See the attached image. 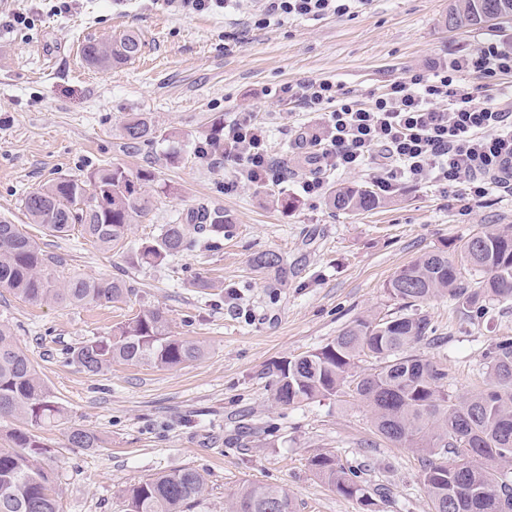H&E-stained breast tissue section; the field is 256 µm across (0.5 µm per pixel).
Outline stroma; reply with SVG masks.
I'll use <instances>...</instances> for the list:
<instances>
[{"instance_id": "1", "label": "stroma", "mask_w": 512, "mask_h": 512, "mask_svg": "<svg viewBox=\"0 0 512 512\" xmlns=\"http://www.w3.org/2000/svg\"><path fill=\"white\" fill-rule=\"evenodd\" d=\"M449 3L372 0L354 15L262 29L243 16L185 15L164 0H0V218L25 225L45 253L63 258L59 275L120 277L133 288L122 301L84 308L32 305L0 289V321L66 412V425L43 433L62 512H126L130 486L184 466L207 482L190 512H228L251 482L288 488L297 512H364L316 476L310 461L320 454L390 486L374 512H429L420 459L380 437L363 404L348 394L276 404L267 369L326 345L358 317L394 312L391 276L424 252L456 250L489 226L512 224V192L476 204L404 184L357 216L322 195L299 198L305 170L295 144L311 116L276 91L328 78L361 99L432 58L512 40V27L449 30ZM16 14L29 24L11 26ZM128 32L142 41L137 58L110 69L83 59V43ZM245 111L266 122L270 151L286 169L274 189L237 182L223 158L197 153L215 121ZM132 112L147 113L153 143L128 144L122 126ZM172 151L179 162L169 161ZM107 163L152 170L171 187L131 225L123 248L105 252L80 232L55 238L28 223L29 192ZM272 194L286 197L288 209L273 206ZM201 203L232 216L230 237L161 265L138 262L137 249L162 225ZM263 250L287 256V278L252 271ZM148 308L165 312L171 335L199 342L203 357L172 368L116 364L97 375L67 360V349L110 336ZM423 310L444 344L417 345L415 354L447 364L450 390L482 389L484 351L492 338L512 336V304L467 317L440 297ZM70 424L95 432L101 446L72 447Z\"/></svg>"}]
</instances>
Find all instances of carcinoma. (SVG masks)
Listing matches in <instances>:
<instances>
[{"label":"carcinoma","instance_id":"1","mask_svg":"<svg viewBox=\"0 0 512 512\" xmlns=\"http://www.w3.org/2000/svg\"><path fill=\"white\" fill-rule=\"evenodd\" d=\"M512 0H452L448 28L483 27ZM134 33L108 44L88 41L85 61L98 67L122 64L141 54ZM123 137L132 144L151 142L154 128L143 114L131 113ZM169 191L151 171L132 173L103 165L86 178L52 179L23 200L28 218L50 235L63 238L74 229L110 250L123 242L129 226L147 216L155 196ZM329 204L352 215L380 207L369 185H329ZM230 216L200 204L165 224L143 244L138 259L155 266L189 251L200 235L222 237ZM469 270L481 275L473 288L446 250L424 253L400 268L385 284L398 310L382 317H359L330 343L272 364L277 403L293 405L317 397L353 392L367 407L377 434L420 456L430 512H498L512 504V336H496L486 348L487 384L477 393L448 391V365L412 354L422 343L438 340L437 327L421 311L437 297L455 301L467 316L483 315L490 301H512V224L471 236L463 245ZM252 265L260 271L288 273L285 257L259 252ZM58 256L38 247L22 227L0 220V288L41 305L84 307L119 301L133 292L122 278L57 275ZM71 361L95 375L114 363L173 367L198 359L200 346L168 335V319L158 309L144 310L117 324L108 338L92 337L68 351ZM365 358L375 368L359 370ZM0 416L21 426L0 448V512H61L51 474L38 463L47 452L41 431L66 419L54 395L39 377L33 360L17 344L11 326L0 322ZM74 448H97L91 431L71 426ZM312 469L341 495L364 507L387 500V489L370 486L358 468L345 467L327 455L311 459ZM205 490V478L189 467L151 475L127 491L128 512H187ZM296 512L288 489L260 483L241 487L231 512Z\"/></svg>","mask_w":512,"mask_h":512}]
</instances>
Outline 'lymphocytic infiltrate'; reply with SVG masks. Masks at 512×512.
Here are the masks:
<instances>
[{
  "instance_id": "1",
  "label": "lymphocytic infiltrate",
  "mask_w": 512,
  "mask_h": 512,
  "mask_svg": "<svg viewBox=\"0 0 512 512\" xmlns=\"http://www.w3.org/2000/svg\"><path fill=\"white\" fill-rule=\"evenodd\" d=\"M183 12L244 11L264 28L296 17L318 21L354 14L371 0H175ZM512 77V41L492 38L472 52L414 68L371 93L367 103L345 99L339 84L322 78L285 83L279 99L314 113L309 138L317 172L302 180L309 196L321 195L322 174L368 168L382 190L398 184L464 187L478 203L493 189L512 190V91L481 99L460 78ZM224 157L237 160L238 180L257 187L278 182L283 172L269 153L266 126L255 113H239L224 126Z\"/></svg>"
}]
</instances>
